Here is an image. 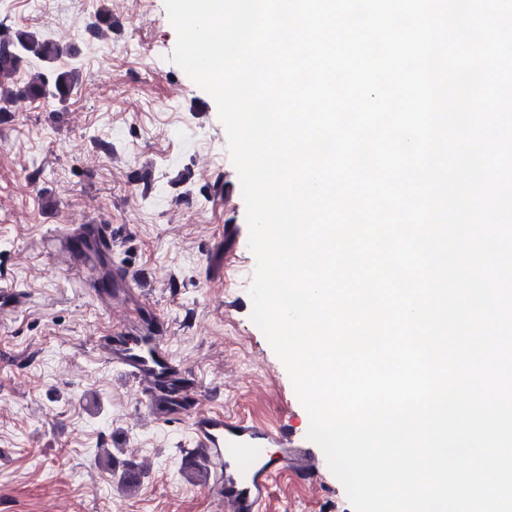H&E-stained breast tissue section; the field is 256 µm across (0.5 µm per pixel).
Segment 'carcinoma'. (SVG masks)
Returning a JSON list of instances; mask_svg holds the SVG:
<instances>
[{
    "label": "carcinoma",
    "mask_w": 512,
    "mask_h": 512,
    "mask_svg": "<svg viewBox=\"0 0 512 512\" xmlns=\"http://www.w3.org/2000/svg\"><path fill=\"white\" fill-rule=\"evenodd\" d=\"M63 54V47L22 28L0 33V112L4 104L17 97L40 99L52 96L61 101L67 99L79 83V68L68 70L44 69L36 71L22 84L17 74L20 66L33 60L51 65Z\"/></svg>",
    "instance_id": "cac0c4a2"
}]
</instances>
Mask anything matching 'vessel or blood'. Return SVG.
<instances>
[{
	"instance_id": "obj_1",
	"label": "vessel or blood",
	"mask_w": 512,
	"mask_h": 512,
	"mask_svg": "<svg viewBox=\"0 0 512 512\" xmlns=\"http://www.w3.org/2000/svg\"><path fill=\"white\" fill-rule=\"evenodd\" d=\"M74 265H83L90 250L112 247V232L106 224H76L69 235ZM112 364L137 384L148 402H155L159 389H168L165 409L178 412L188 396L177 383L176 370L162 337L136 336L121 332L106 346ZM197 457L209 473V488L222 512H258L276 472L294 471L297 478L310 479L318 472V461L309 457L290 466L287 456L272 455L270 445L291 447L287 429L231 421L217 412H196L190 419Z\"/></svg>"
}]
</instances>
